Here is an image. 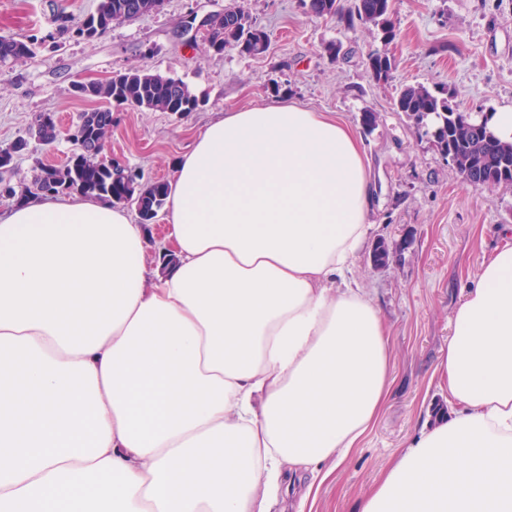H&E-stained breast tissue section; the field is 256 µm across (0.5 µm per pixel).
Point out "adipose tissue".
Segmentation results:
<instances>
[{
    "mask_svg": "<svg viewBox=\"0 0 512 512\" xmlns=\"http://www.w3.org/2000/svg\"><path fill=\"white\" fill-rule=\"evenodd\" d=\"M369 167L338 114L267 104L197 130L159 261L109 202L0 213V512H269L284 471L342 464L393 383L353 270ZM437 373L451 412L352 512H512V242Z\"/></svg>",
    "mask_w": 512,
    "mask_h": 512,
    "instance_id": "obj_1",
    "label": "adipose tissue"
}]
</instances>
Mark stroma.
I'll list each match as a JSON object with an SVG mask.
<instances>
[{
    "label": "stroma",
    "instance_id": "obj_1",
    "mask_svg": "<svg viewBox=\"0 0 512 512\" xmlns=\"http://www.w3.org/2000/svg\"><path fill=\"white\" fill-rule=\"evenodd\" d=\"M229 0H167L163 11L113 26L92 41L65 40L36 57L0 66V148L24 136L35 113L52 112L60 135L52 147L31 145L17 158L13 185L30 182L36 164L60 165L74 152L66 131L91 102L75 98L77 81H101L140 67L183 79L206 103L182 116L112 109L106 155L147 181L171 180L174 163L195 132L216 113L284 102L314 112H337L359 126L363 110L377 112L363 130L374 184L372 230L355 270L390 330L394 383L379 418L317 492L303 499L304 482L280 495L272 512H350L381 476L428 410L444 405L435 368L448 350L452 318L485 255L512 241V188L480 191L466 183L433 139L416 130L394 102L402 88L422 84L447 91L471 112L512 106V0H394L397 37L384 43L370 24L347 30L306 12L300 0H245L270 34L265 54L216 56L204 38L178 42L189 9L218 11ZM96 0H0V35L46 28L58 11L81 16ZM345 55L331 57L328 44ZM393 55V78L375 84L368 54ZM279 82L272 92L271 82ZM389 260L372 263L378 242Z\"/></svg>",
    "mask_w": 512,
    "mask_h": 512
}]
</instances>
